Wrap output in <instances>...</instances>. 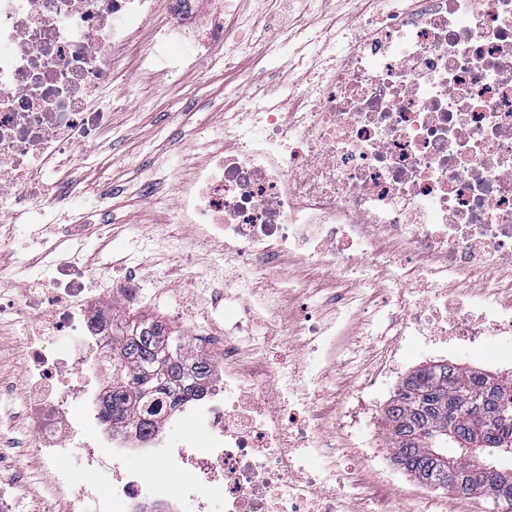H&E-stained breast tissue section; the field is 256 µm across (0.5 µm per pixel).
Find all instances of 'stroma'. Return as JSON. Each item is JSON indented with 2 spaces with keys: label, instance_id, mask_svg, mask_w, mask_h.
Returning a JSON list of instances; mask_svg holds the SVG:
<instances>
[{
  "label": "stroma",
  "instance_id": "1",
  "mask_svg": "<svg viewBox=\"0 0 512 512\" xmlns=\"http://www.w3.org/2000/svg\"><path fill=\"white\" fill-rule=\"evenodd\" d=\"M363 7L362 0H266L263 10L274 14L285 49L299 48L304 54L317 55L322 51L321 42L313 35L296 33L298 15L308 10L313 16L341 27ZM279 60L276 54L258 60L242 59L228 69L220 65L209 68L202 77L189 72L179 80H161L138 89L127 111L116 113L112 127L99 132L94 146L86 151V161L54 177L57 190L72 197V219L83 217L91 222L90 235L78 243L65 240L43 212L22 214L21 222L30 224L34 233L17 237L11 247L0 250V292L8 295L14 292L13 272L19 261L42 265V250L46 247L76 253L78 264L100 276L106 286L124 284L133 277L147 289L152 279L167 276L174 267L172 254L156 253L152 263L135 269L122 249L124 241L130 239L158 233L167 240L183 238L185 234L183 225L155 224L154 210L139 202L137 188L148 181L171 185L186 174L197 160L195 142L218 132L224 112L235 103L236 91L242 83L265 88L268 97L283 99L285 88L269 81ZM95 187L110 191L108 199L96 209L89 205ZM337 286L346 296L355 298L365 311L377 315L370 335L356 337L353 358L339 360L329 379L311 396L319 412L331 408L341 415L363 406L371 410L356 436L348 439L339 430L331 432L337 446L343 447L345 459L355 467V512H395L402 498L413 499L415 512H457L446 489L420 485L378 455L376 449L387 443L384 409L397 385L412 370L435 364L439 359L475 368L479 365L478 356L448 345L435 358L408 343L389 362L384 386L360 390L361 378L372 369L392 338L387 334L388 321L382 313L380 289L359 285L350 277L339 278ZM128 314L133 319L162 321L186 338L192 332L189 320L169 316L148 289L140 302L129 307Z\"/></svg>",
  "mask_w": 512,
  "mask_h": 512
}]
</instances>
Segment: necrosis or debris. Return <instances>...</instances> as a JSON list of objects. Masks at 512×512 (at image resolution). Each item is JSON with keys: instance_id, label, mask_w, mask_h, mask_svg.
<instances>
[{"instance_id": "4bbe7bcc", "label": "necrosis or debris", "mask_w": 512, "mask_h": 512, "mask_svg": "<svg viewBox=\"0 0 512 512\" xmlns=\"http://www.w3.org/2000/svg\"><path fill=\"white\" fill-rule=\"evenodd\" d=\"M368 2L343 49L320 30L332 54L281 105L254 91L227 113L221 147L178 191L195 245L224 246L204 291L231 301L223 333L193 337L220 367L202 397L162 394L149 426L113 423L96 379L112 371L116 313L87 270L27 264L17 294H0V318L65 339L29 347L24 392L0 381V512H342L351 476L305 420L358 317L340 276L385 289L396 335L432 342L435 307L466 348L512 359V0ZM163 10L170 23L150 27ZM235 25L233 0H0V223L71 205L47 177L125 109L114 55L146 35L141 80L176 81L202 69L200 40ZM292 293L336 315L298 324L302 362L273 363L255 326ZM154 464L177 481L148 478Z\"/></svg>"}]
</instances>
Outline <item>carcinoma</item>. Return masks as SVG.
Listing matches in <instances>:
<instances>
[{
  "mask_svg": "<svg viewBox=\"0 0 512 512\" xmlns=\"http://www.w3.org/2000/svg\"><path fill=\"white\" fill-rule=\"evenodd\" d=\"M112 390L106 406L112 420L121 422L141 406L155 388L165 385L189 397L213 371L214 365L189 354L185 339L165 331L159 323L140 322L127 328L122 321L112 328ZM485 404L504 408L511 415L494 431L483 428L465 410L473 394ZM389 447L399 469L425 486L448 483L455 471L457 491L465 497L481 492L493 504H507L512 512V484L495 480L471 484L478 469L498 465L484 454L477 458L464 445L477 440L496 448L512 440V379L441 363L412 371L396 388L385 410Z\"/></svg>",
  "mask_w": 512,
  "mask_h": 512,
  "instance_id": "cac0c4a2",
  "label": "carcinoma"
}]
</instances>
